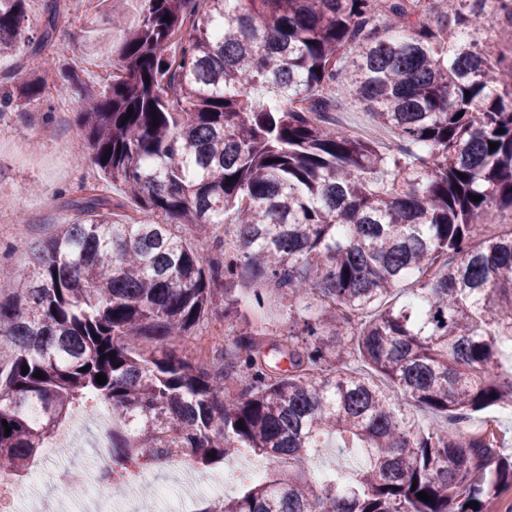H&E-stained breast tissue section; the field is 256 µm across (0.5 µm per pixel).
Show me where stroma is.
<instances>
[{"label":"stroma","instance_id":"35a3bbf8","mask_svg":"<svg viewBox=\"0 0 512 512\" xmlns=\"http://www.w3.org/2000/svg\"><path fill=\"white\" fill-rule=\"evenodd\" d=\"M142 7V0H63L49 48L55 65L47 78L48 89L38 99L7 102L11 91L7 76L19 67L41 69L40 58L25 48L0 56V99L5 102L0 108V141L8 145L0 152V263L15 274H25L33 254L74 218L67 202L79 196L81 187L94 186L115 198L122 192L120 185L101 178L90 159L73 155L79 105L73 102L60 107L56 87L62 71L70 68L94 86L119 68L120 47L129 28L138 22ZM335 118L354 135L380 142L392 137L350 98L338 99ZM44 127L54 128V138H38L39 129ZM234 294L242 318L233 321L211 315L204 320V328H227L236 334L260 315L278 333L287 334L288 304L273 282L244 281L238 283ZM257 294L263 299L259 309L252 304ZM79 442L80 453H54L39 482L22 483L23 495L43 498L46 512L55 508L54 486L63 484L72 471L91 469L98 463V450L91 437L81 436Z\"/></svg>","mask_w":512,"mask_h":512}]
</instances>
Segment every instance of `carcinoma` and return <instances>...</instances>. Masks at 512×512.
I'll use <instances>...</instances> for the list:
<instances>
[{
    "label": "carcinoma",
    "instance_id": "carcinoma-1",
    "mask_svg": "<svg viewBox=\"0 0 512 512\" xmlns=\"http://www.w3.org/2000/svg\"><path fill=\"white\" fill-rule=\"evenodd\" d=\"M26 2L0 0V55L53 41L58 0L37 35ZM486 3L144 0L106 85L73 73L58 87L80 103L73 150L138 208L210 233L212 250L175 224L112 220L126 204L94 187L25 277L0 266V471L25 476L79 405L134 422L112 429L113 470L182 454L211 468L243 449L288 458L200 512H485L512 486L498 433L463 426L512 407V0ZM44 84L32 72L13 95ZM332 87L394 141L327 121ZM492 210L509 226L485 229ZM245 273L301 305L277 346L287 368L248 331L209 369L139 347L192 338L220 275L224 315L238 314ZM410 401L448 426L416 427ZM329 436L366 466L314 486L304 464Z\"/></svg>",
    "mask_w": 512,
    "mask_h": 512
}]
</instances>
